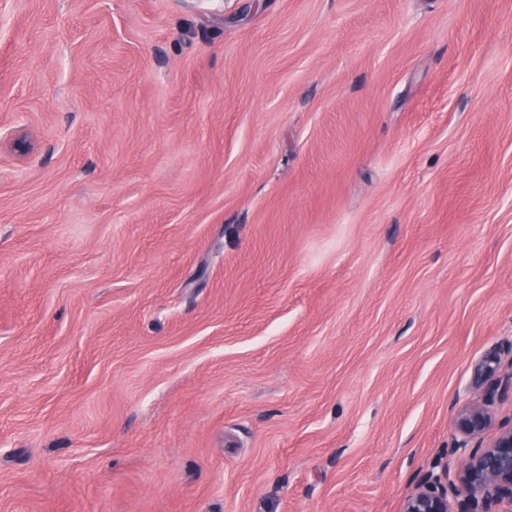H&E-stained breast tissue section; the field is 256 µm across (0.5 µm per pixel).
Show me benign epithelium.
<instances>
[{
  "label": "benign epithelium",
  "instance_id": "1",
  "mask_svg": "<svg viewBox=\"0 0 512 512\" xmlns=\"http://www.w3.org/2000/svg\"><path fill=\"white\" fill-rule=\"evenodd\" d=\"M462 459L429 474L402 512H512V421L495 424L492 398L462 405L455 416ZM498 431L484 446V436Z\"/></svg>",
  "mask_w": 512,
  "mask_h": 512
}]
</instances>
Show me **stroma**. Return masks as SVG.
Segmentation results:
<instances>
[{"mask_svg": "<svg viewBox=\"0 0 512 512\" xmlns=\"http://www.w3.org/2000/svg\"><path fill=\"white\" fill-rule=\"evenodd\" d=\"M490 355L512 0H0V512H401Z\"/></svg>", "mask_w": 512, "mask_h": 512, "instance_id": "stroma-1", "label": "stroma"}]
</instances>
